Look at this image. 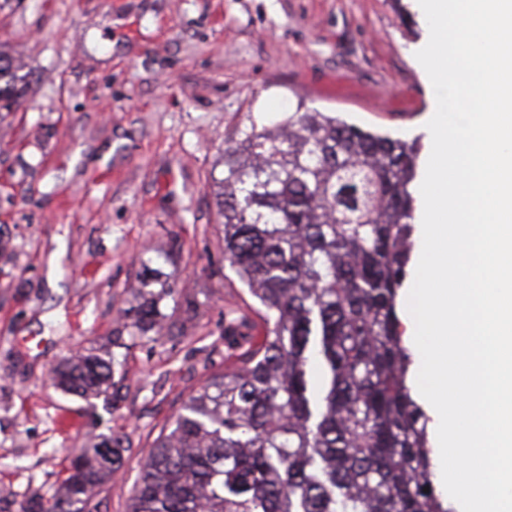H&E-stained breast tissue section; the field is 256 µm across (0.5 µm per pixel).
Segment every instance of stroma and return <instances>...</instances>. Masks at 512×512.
I'll return each mask as SVG.
<instances>
[{
    "instance_id": "1",
    "label": "stroma",
    "mask_w": 512,
    "mask_h": 512,
    "mask_svg": "<svg viewBox=\"0 0 512 512\" xmlns=\"http://www.w3.org/2000/svg\"><path fill=\"white\" fill-rule=\"evenodd\" d=\"M418 0H0V45L31 72L0 114V512L56 497L112 432L122 464L93 512H129L160 429L224 368V315L258 304L224 259L211 192L224 140L289 102L420 138L434 90ZM176 284L164 336L135 339L117 400L63 394L66 358L112 354L148 260Z\"/></svg>"
}]
</instances>
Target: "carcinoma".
Returning a JSON list of instances; mask_svg holds the SVG:
<instances>
[{
  "instance_id": "1",
  "label": "carcinoma",
  "mask_w": 512,
  "mask_h": 512,
  "mask_svg": "<svg viewBox=\"0 0 512 512\" xmlns=\"http://www.w3.org/2000/svg\"><path fill=\"white\" fill-rule=\"evenodd\" d=\"M29 90V73L0 49V110L17 111ZM416 159L406 140L300 104L225 142L224 177L213 181L224 259L265 331L257 342L245 314L228 319L239 365L192 391L159 432L130 512H448L397 314ZM173 293L144 266L112 346L160 334ZM115 364L85 355L57 386L97 396ZM122 447L114 433L81 449L62 494L21 512H91L90 492Z\"/></svg>"
}]
</instances>
